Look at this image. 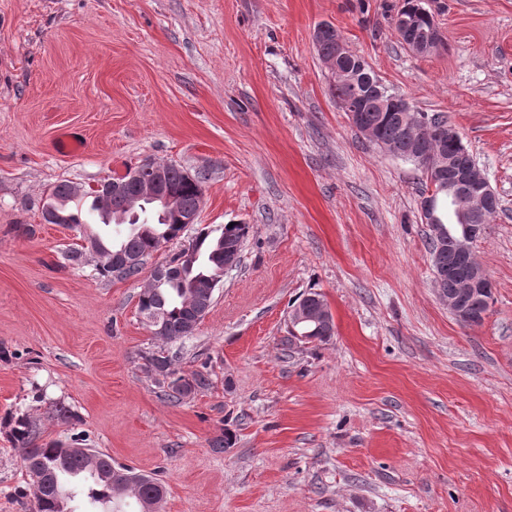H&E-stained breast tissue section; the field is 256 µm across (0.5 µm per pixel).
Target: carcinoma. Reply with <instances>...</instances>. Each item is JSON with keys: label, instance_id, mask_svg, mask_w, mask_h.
I'll return each instance as SVG.
<instances>
[{"label": "carcinoma", "instance_id": "carcinoma-1", "mask_svg": "<svg viewBox=\"0 0 512 512\" xmlns=\"http://www.w3.org/2000/svg\"><path fill=\"white\" fill-rule=\"evenodd\" d=\"M401 9H409L415 15L414 36L426 35L432 26V15L424 7V0H403ZM342 64L358 74L359 84L353 88L337 82L332 85L333 94L339 100L361 94L360 120L375 129L376 140L373 144H391L394 146L393 154L403 159L416 151H432L460 162L466 160L470 151L463 142H441L430 135L417 144L405 142L400 133L399 117L393 112L378 110L376 96L369 88L370 83L378 80V77L369 64L352 52ZM205 180L207 173L204 171L191 174L175 164H165L164 190L177 198L183 211L195 208L203 198ZM58 200L64 203L71 227L82 224L76 217L79 203L88 202L92 210H97L96 200L90 201L86 195L70 196V183L67 181L50 186L43 203ZM185 228L178 213L168 212L149 225L144 233L130 228L117 241L106 233L99 235L96 242L97 254L101 259L97 266L98 274L103 278H114L116 266L112 252L119 251L140 259L141 265L127 268L117 280L138 277L159 245L179 238ZM249 232V225L236 223L231 227L224 224L218 229L201 228L188 244L198 253L193 267H179V255L176 254L169 261L171 270L175 271L174 283L157 285L150 280L140 290L139 313L145 318L156 316L163 323V331L154 335L158 349L142 356L144 368L150 374L156 371L163 374L164 379L156 378L154 383L173 403H181L195 392L208 388L210 379L203 372L189 376L179 374L175 368V356L169 354L165 345L193 335L191 324L198 316L203 295V289L193 287V282L221 277L224 254L227 252L236 254V263H241L242 253L237 248L244 247ZM429 252L436 255V264L445 272L463 268V262L450 239L440 249L435 245L429 246ZM10 426V436L15 447L21 449L23 467L30 478L29 493L33 496L36 512H67L68 502L78 494L99 506L100 512H125L117 509L116 505L128 499L135 501L138 512H143L144 506L159 503L166 494L165 485L148 475H140V479L133 483L124 482L118 472L132 474L134 470L113 463L112 457L102 451L96 450L90 457L64 447L60 441L37 443L38 424L28 414L11 417Z\"/></svg>", "mask_w": 512, "mask_h": 512}]
</instances>
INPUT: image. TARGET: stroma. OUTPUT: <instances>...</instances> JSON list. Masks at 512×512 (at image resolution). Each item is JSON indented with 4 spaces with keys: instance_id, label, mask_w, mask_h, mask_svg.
<instances>
[{
    "instance_id": "stroma-1",
    "label": "stroma",
    "mask_w": 512,
    "mask_h": 512,
    "mask_svg": "<svg viewBox=\"0 0 512 512\" xmlns=\"http://www.w3.org/2000/svg\"><path fill=\"white\" fill-rule=\"evenodd\" d=\"M402 0H0V512H35L4 420L157 478L158 512H512V0H427L443 42L399 41ZM332 26L391 92L443 114L500 205L475 254L479 324L438 296L425 177L352 126L313 44ZM76 136L80 152L58 149ZM204 171L199 224L138 279L72 266L41 220L143 157ZM249 225L209 313L168 343L208 389L167 400L138 294L199 227ZM311 291L327 341L289 345ZM77 415L62 423L56 405ZM232 447L216 452L224 430ZM298 304L302 305V308H295ZM324 298L321 293L309 292L302 298H298L293 304L294 311L289 315V323L294 320L296 323L305 322L296 326L297 330L302 333L306 331H312L315 329V324L309 323V321L323 322L327 321V313L325 311L318 313L308 314L303 308L308 310L318 309L320 306L325 305Z\"/></svg>"
}]
</instances>
